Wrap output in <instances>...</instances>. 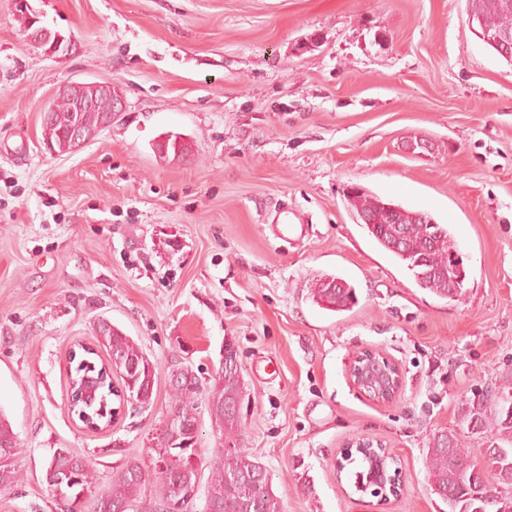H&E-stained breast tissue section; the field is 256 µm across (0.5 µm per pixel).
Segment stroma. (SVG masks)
Masks as SVG:
<instances>
[{
  "instance_id": "35a3bbf8",
  "label": "stroma",
  "mask_w": 512,
  "mask_h": 512,
  "mask_svg": "<svg viewBox=\"0 0 512 512\" xmlns=\"http://www.w3.org/2000/svg\"><path fill=\"white\" fill-rule=\"evenodd\" d=\"M29 4L74 48L46 56L0 0V413L23 471L0 512H62L44 483L53 449L91 458L102 491L149 461L172 370L208 383L228 340L243 444L286 512H448L429 446L455 432L482 459L490 430L464 412L485 390L512 395V64L467 0ZM92 81L125 112L80 151H48L43 109ZM170 132L184 154L158 152ZM351 184L451 226L463 300L419 288L355 223ZM284 210L309 234L274 238ZM325 274L354 286L350 310L312 301ZM101 318L159 378L151 408L91 432L69 410L66 355ZM365 348L401 366L395 402L352 385ZM362 436L400 468L388 503L336 469ZM352 448H357L362 450L367 454H371L374 456H378V458H388L392 456V454L383 446V444L377 440H372L368 437H359L354 438L350 442H348L344 448L340 450L341 455H348ZM380 451L383 453L380 454Z\"/></svg>"
}]
</instances>
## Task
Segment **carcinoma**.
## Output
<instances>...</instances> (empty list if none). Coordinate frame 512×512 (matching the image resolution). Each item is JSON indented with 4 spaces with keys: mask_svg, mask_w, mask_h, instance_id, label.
<instances>
[{
    "mask_svg": "<svg viewBox=\"0 0 512 512\" xmlns=\"http://www.w3.org/2000/svg\"><path fill=\"white\" fill-rule=\"evenodd\" d=\"M470 19L479 29L495 37L509 39L512 43V0H468ZM57 112L53 121L43 125L44 139L53 143L56 152H67L66 136L73 123L86 129L98 127L103 113L72 111V103L66 97L56 102ZM347 206L356 223L360 224L378 245L405 265L417 285L445 299L461 300L466 291L464 284L450 287L448 268L453 264L457 244L448 224H432V216L426 212L399 207L397 217L404 230V239L395 246L391 224L394 205L361 185H353L345 194ZM337 277L326 276L310 286L312 301L321 308L347 311L357 300L355 288L345 285L334 288ZM97 342L107 351V356L122 355L116 366V376L121 388L135 393V400L142 407L153 403L154 386L158 374L156 368H147L146 357L139 344L120 329L113 326L103 331V321L95 327ZM103 366V359L95 352H82L74 367V377L85 374L95 376ZM170 409L188 416L189 429L196 422L195 399L198 387L185 384L169 385ZM111 377L98 383L95 397L83 405L88 422L100 426L112 421ZM241 400V383L238 377L226 375L213 378L207 390V405L213 433L222 446L214 449L210 463V479L205 489L204 512H285L283 500L273 490L260 497L253 506L252 496L244 480L257 468L258 459L240 443L241 417L234 408ZM17 437L9 420L0 413V489H7L22 479L19 453L12 451ZM76 460L73 472L58 471L52 475L54 485L62 493L65 512H113V506L123 504L128 512H151L143 506L147 484H153L154 493L149 503L177 502L186 497L196 500L200 491L198 467L190 461L193 449L169 448L155 454L146 465L133 461L113 476L112 485L105 492L96 491L97 469L91 459L66 449ZM485 455L497 464L494 479L487 471L477 469L468 451L462 448L459 438L442 434L427 449L425 458L430 487L435 495L448 505V512H512V425L501 422L497 433L491 435ZM354 466V487L370 482L373 476L372 461L354 451L346 459Z\"/></svg>",
    "mask_w": 512,
    "mask_h": 512,
    "instance_id": "obj_1",
    "label": "carcinoma"
}]
</instances>
